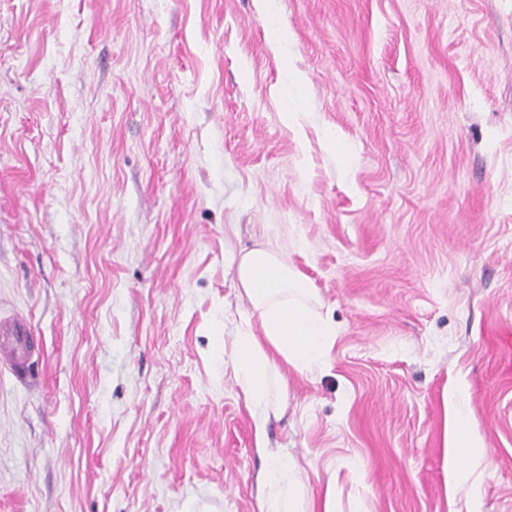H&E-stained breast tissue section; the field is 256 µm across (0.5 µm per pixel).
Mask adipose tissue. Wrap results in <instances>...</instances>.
<instances>
[{
    "label": "adipose tissue",
    "mask_w": 512,
    "mask_h": 512,
    "mask_svg": "<svg viewBox=\"0 0 512 512\" xmlns=\"http://www.w3.org/2000/svg\"><path fill=\"white\" fill-rule=\"evenodd\" d=\"M237 279L253 320L234 339L232 368L260 436L282 405L285 379L276 359L298 369L322 362L333 330L319 312L315 288L279 254L251 250L238 263ZM450 435L457 458L479 453L464 403L450 405ZM266 459L258 478L260 512H305L296 466L271 452Z\"/></svg>",
    "instance_id": "ef3b65f1"
}]
</instances>
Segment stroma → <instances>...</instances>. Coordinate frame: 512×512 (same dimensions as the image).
I'll return each instance as SVG.
<instances>
[{"instance_id": "stroma-1", "label": "stroma", "mask_w": 512, "mask_h": 512, "mask_svg": "<svg viewBox=\"0 0 512 512\" xmlns=\"http://www.w3.org/2000/svg\"><path fill=\"white\" fill-rule=\"evenodd\" d=\"M257 247L335 330L267 427L305 498L512 512V0H0V512H259ZM30 320L23 314L2 313L0 307V366L18 381L28 377L27 362L35 350ZM451 446L455 449L456 459L468 460L477 455L481 446L471 427L469 416L463 402L453 400L450 405Z\"/></svg>"}]
</instances>
